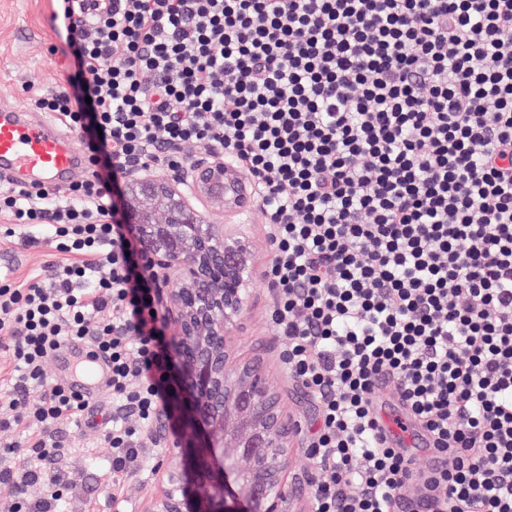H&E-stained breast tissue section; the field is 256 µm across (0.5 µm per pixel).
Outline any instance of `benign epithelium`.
Returning <instances> with one entry per match:
<instances>
[{
  "mask_svg": "<svg viewBox=\"0 0 512 512\" xmlns=\"http://www.w3.org/2000/svg\"><path fill=\"white\" fill-rule=\"evenodd\" d=\"M127 173L129 224L140 225L159 287L169 293L173 348L182 365L185 434L180 455L162 470L167 489L152 512H303L286 491L290 449L302 443L298 423L286 419L279 395L263 383L260 361L236 363L228 346L231 329L249 309L256 275L253 243L239 227L209 223L191 199H206L224 212L241 213L259 202L251 181L227 156L205 151L187 173L164 179ZM157 211L167 220L154 219ZM245 458L252 467L225 483L228 462ZM190 464L196 487L188 509L181 493V461Z\"/></svg>",
  "mask_w": 512,
  "mask_h": 512,
  "instance_id": "7a95c632",
  "label": "benign epithelium"
}]
</instances>
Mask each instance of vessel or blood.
<instances>
[{"label":"vessel or blood","instance_id":"1","mask_svg":"<svg viewBox=\"0 0 512 512\" xmlns=\"http://www.w3.org/2000/svg\"><path fill=\"white\" fill-rule=\"evenodd\" d=\"M85 155L73 138L63 135L48 117L0 106V171L21 182L56 187L81 173ZM66 385L84 396L102 390L107 368L90 357L85 347L70 345L52 356Z\"/></svg>","mask_w":512,"mask_h":512}]
</instances>
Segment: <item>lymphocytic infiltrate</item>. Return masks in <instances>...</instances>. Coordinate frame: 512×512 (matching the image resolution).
Instances as JSON below:
<instances>
[{
	"mask_svg": "<svg viewBox=\"0 0 512 512\" xmlns=\"http://www.w3.org/2000/svg\"><path fill=\"white\" fill-rule=\"evenodd\" d=\"M73 61L34 110L76 133L88 173L0 184L10 225L48 228V280L0 276V351L19 458L10 512H50L51 432L87 403L25 399L51 353L83 343L118 406L112 468L174 416L167 317L119 184L178 148L232 156L260 192L283 362L318 404L313 512H512V0H57ZM386 379L443 457L389 444ZM46 475L30 503V479Z\"/></svg>",
	"mask_w": 512,
	"mask_h": 512,
	"instance_id": "f902f5d3",
	"label": "lymphocytic infiltrate"
}]
</instances>
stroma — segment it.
<instances>
[{
    "label": "stroma",
    "mask_w": 512,
    "mask_h": 512,
    "mask_svg": "<svg viewBox=\"0 0 512 512\" xmlns=\"http://www.w3.org/2000/svg\"><path fill=\"white\" fill-rule=\"evenodd\" d=\"M54 0H0V104L26 108L31 91L61 85L69 60V50L53 27ZM8 256L7 272L14 280L46 274L58 252L48 238L33 247L22 237L0 242V257ZM251 309L237 329L234 349L237 356L268 360L266 382L278 393L288 413L300 426H309L317 417V407L304 388L288 375L278 356L287 342L278 333L270 317L274 295L262 274L252 287ZM112 417V397L101 393L81 417L57 428L60 468L65 490L55 512H115L112 490V450L104 441L103 427ZM14 445L15 454L5 451ZM28 450L27 434L22 427H0V512L14 498L16 453ZM171 453L167 443L145 445L144 456L150 470L123 476L121 497L129 512H152L153 503L166 484L157 472Z\"/></svg>",
    "instance_id": "1"
}]
</instances>
